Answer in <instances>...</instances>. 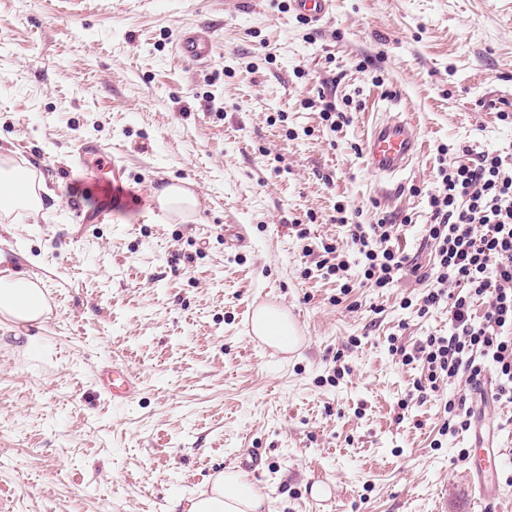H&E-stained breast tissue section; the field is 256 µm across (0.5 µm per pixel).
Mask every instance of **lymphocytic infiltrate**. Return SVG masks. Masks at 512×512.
Masks as SVG:
<instances>
[{"mask_svg": "<svg viewBox=\"0 0 512 512\" xmlns=\"http://www.w3.org/2000/svg\"><path fill=\"white\" fill-rule=\"evenodd\" d=\"M438 177L427 229L437 260L420 311L449 302L451 332L394 351L404 364H423L426 381L413 386L418 395L464 373L478 381L486 359L498 379V400L512 403V155L486 153L473 166H442ZM349 232L367 283L390 287L407 258L392 247L388 224H354ZM451 282L464 286V294L448 297L445 286Z\"/></svg>", "mask_w": 512, "mask_h": 512, "instance_id": "1", "label": "lymphocytic infiltrate"}]
</instances>
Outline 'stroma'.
I'll return each instance as SVG.
<instances>
[{
    "instance_id": "obj_1",
    "label": "stroma",
    "mask_w": 512,
    "mask_h": 512,
    "mask_svg": "<svg viewBox=\"0 0 512 512\" xmlns=\"http://www.w3.org/2000/svg\"><path fill=\"white\" fill-rule=\"evenodd\" d=\"M195 26L204 67L175 52ZM325 100L349 123L330 129ZM387 112L422 148L385 185L363 150ZM85 139L124 149L144 205L73 220L74 199L99 206L72 163ZM484 152H512V0H334L323 24L290 0H0V161L35 168L41 204L0 213V277L39 273L55 298L39 322L0 317V512H168L255 456L266 512H469L471 434L444 410L468 383L402 407L425 372L389 346L449 332L447 305L415 307L427 197L440 164ZM176 183L195 212L160 209ZM384 217L417 270L380 289L348 227ZM327 244L343 278L318 268ZM264 304L294 319V351L256 345ZM112 361L135 402L100 393ZM476 427L504 458L482 512H512V403Z\"/></svg>"
}]
</instances>
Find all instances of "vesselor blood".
<instances>
[{"label":"vessel or blood","instance_id":"obj_1","mask_svg":"<svg viewBox=\"0 0 512 512\" xmlns=\"http://www.w3.org/2000/svg\"><path fill=\"white\" fill-rule=\"evenodd\" d=\"M334 0H291L296 17L311 23L327 19ZM178 52L193 64L211 61L214 43L206 31L182 32ZM420 138L414 121L406 116L376 122L364 142L365 156L370 169L381 179L391 180L403 174L419 154ZM74 163L86 172L95 184L118 185L126 176L125 152L118 147L95 140L81 141L74 149ZM101 390L113 403L135 401L141 391L137 374L129 368L112 364L99 376ZM501 452L485 444H477L467 459L466 472L480 501L499 496L498 480Z\"/></svg>","mask_w":512,"mask_h":512}]
</instances>
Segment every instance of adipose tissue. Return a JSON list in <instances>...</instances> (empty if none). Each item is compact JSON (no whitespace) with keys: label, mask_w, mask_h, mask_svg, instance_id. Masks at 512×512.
<instances>
[{"label":"adipose tissue","mask_w":512,"mask_h":512,"mask_svg":"<svg viewBox=\"0 0 512 512\" xmlns=\"http://www.w3.org/2000/svg\"><path fill=\"white\" fill-rule=\"evenodd\" d=\"M0 312L26 323L40 321L44 304L39 288L21 273L1 279ZM252 331L282 352L296 344L295 327L287 314L271 306L255 310ZM264 503L256 484L244 481L238 472L229 469L190 497L185 512H261Z\"/></svg>","instance_id":"ef3b65f1"}]
</instances>
